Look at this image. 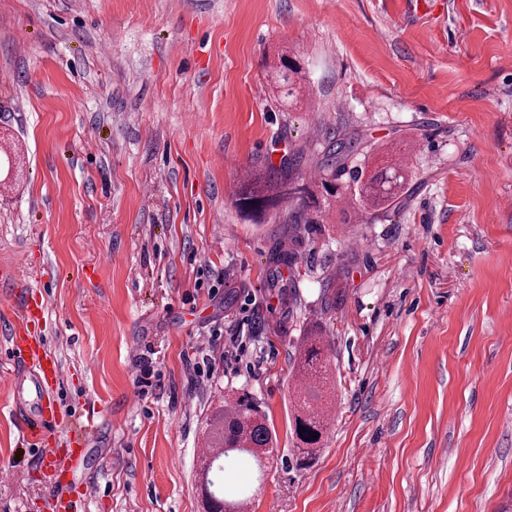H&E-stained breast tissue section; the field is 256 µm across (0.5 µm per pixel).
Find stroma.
<instances>
[{
	"label": "stroma",
	"mask_w": 512,
	"mask_h": 512,
	"mask_svg": "<svg viewBox=\"0 0 512 512\" xmlns=\"http://www.w3.org/2000/svg\"><path fill=\"white\" fill-rule=\"evenodd\" d=\"M337 135L357 167L406 164L388 212L351 186L301 228L235 207L240 170L299 152L311 181ZM3 153L0 373L18 296L42 300L54 398L96 428L58 476L59 436L24 441L0 380V512H204L206 422L242 392L277 436L263 478L224 469L253 512H512V0H0ZM316 318L332 416L307 460L293 360ZM218 328L249 364L196 375ZM278 58L279 63L272 68L271 76L288 98L297 99L305 87L306 74L300 62L293 59L288 50L278 53Z\"/></svg>",
	"instance_id": "1"
}]
</instances>
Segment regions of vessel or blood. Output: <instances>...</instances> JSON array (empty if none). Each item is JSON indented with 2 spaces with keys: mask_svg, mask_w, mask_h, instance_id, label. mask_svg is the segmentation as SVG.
I'll list each match as a JSON object with an SVG mask.
<instances>
[{
  "mask_svg": "<svg viewBox=\"0 0 512 512\" xmlns=\"http://www.w3.org/2000/svg\"><path fill=\"white\" fill-rule=\"evenodd\" d=\"M18 316L10 333L14 366L9 373L15 410L25 411L24 437L32 444L60 431L65 415L52 393L61 380L58 360L43 341H29L27 334L42 319L45 306L29 296L17 302Z\"/></svg>",
  "mask_w": 512,
  "mask_h": 512,
  "instance_id": "1",
  "label": "vessel or blood"
}]
</instances>
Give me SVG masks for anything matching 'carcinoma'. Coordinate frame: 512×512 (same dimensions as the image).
I'll return each mask as SVG.
<instances>
[{
	"mask_svg": "<svg viewBox=\"0 0 512 512\" xmlns=\"http://www.w3.org/2000/svg\"><path fill=\"white\" fill-rule=\"evenodd\" d=\"M279 63L272 68L271 76L281 91L296 99L306 81V74L299 61L288 51L278 55ZM359 151L356 141L338 138L330 142L321 164L318 177L322 191L310 189L299 181L302 155L298 154L288 168L269 164L251 171L241 182L236 193L235 206L254 219H262L269 212L287 211L288 224H319L331 198L340 190L338 180L349 161ZM405 168L387 165L367 173L355 170L356 184L361 205L371 211H387L397 196L407 187ZM331 346L322 336L317 324L311 325L302 337L295 353V371L302 379L296 394L297 403L292 430L296 447L310 458L320 447L325 419L326 384L329 375ZM317 439H311V435ZM273 447V436L268 417L262 404L243 393L225 402L223 408L214 412L211 418V436L207 448L204 469L251 463L259 475H264L266 465L259 450ZM214 481L207 478L204 493L210 501L211 512H241L244 500L226 499L210 490Z\"/></svg>",
	"mask_w": 512,
	"mask_h": 512,
	"instance_id": "carcinoma-1",
	"label": "carcinoma"
}]
</instances>
